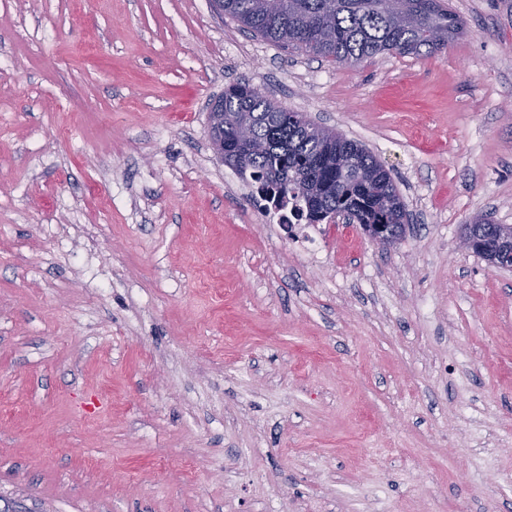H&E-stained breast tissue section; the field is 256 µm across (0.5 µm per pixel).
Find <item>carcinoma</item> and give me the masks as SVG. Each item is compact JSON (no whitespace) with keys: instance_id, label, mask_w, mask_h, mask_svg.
I'll return each mask as SVG.
<instances>
[{"instance_id":"cac0c4a2","label":"carcinoma","mask_w":512,"mask_h":512,"mask_svg":"<svg viewBox=\"0 0 512 512\" xmlns=\"http://www.w3.org/2000/svg\"><path fill=\"white\" fill-rule=\"evenodd\" d=\"M224 14L274 43L295 46L338 66H356L379 54L443 53L464 22L446 0H223ZM224 120L210 126L224 162L243 152L263 178L260 193L275 206L293 199L312 224L345 211L364 226L383 224L403 237L404 206L389 171L363 144L288 110L248 83L232 84L213 108ZM471 232L512 251V225L503 232Z\"/></svg>"}]
</instances>
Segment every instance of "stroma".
I'll use <instances>...</instances> for the list:
<instances>
[{"mask_svg": "<svg viewBox=\"0 0 512 512\" xmlns=\"http://www.w3.org/2000/svg\"><path fill=\"white\" fill-rule=\"evenodd\" d=\"M341 67L209 0H0V497L30 512H512V0ZM246 81L365 145L412 225L270 222ZM500 227L504 228L503 232L492 231L488 229H483L481 227L468 228L474 235L482 238L488 239L492 242L496 247L502 250L509 249L512 251V225L511 224H499Z\"/></svg>", "mask_w": 512, "mask_h": 512, "instance_id": "1", "label": "stroma"}]
</instances>
